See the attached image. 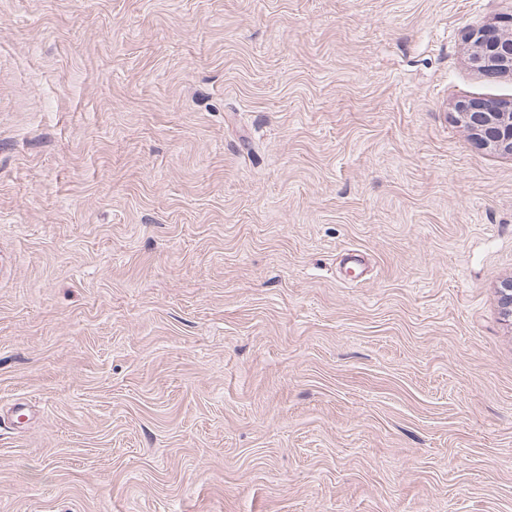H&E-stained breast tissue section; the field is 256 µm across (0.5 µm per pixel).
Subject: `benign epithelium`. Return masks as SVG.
<instances>
[{"mask_svg": "<svg viewBox=\"0 0 512 512\" xmlns=\"http://www.w3.org/2000/svg\"><path fill=\"white\" fill-rule=\"evenodd\" d=\"M469 60L487 79L512 75V14L495 24L467 30ZM453 110L474 138L494 150L512 155V102L497 98L457 101Z\"/></svg>", "mask_w": 512, "mask_h": 512, "instance_id": "1", "label": "benign epithelium"}]
</instances>
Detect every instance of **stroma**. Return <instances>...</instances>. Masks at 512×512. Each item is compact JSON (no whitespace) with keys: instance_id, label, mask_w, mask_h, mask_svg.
Here are the masks:
<instances>
[{"instance_id":"1","label":"stroma","mask_w":512,"mask_h":512,"mask_svg":"<svg viewBox=\"0 0 512 512\" xmlns=\"http://www.w3.org/2000/svg\"><path fill=\"white\" fill-rule=\"evenodd\" d=\"M508 13L0 0V512H512ZM465 42L469 60L487 79L512 75V14L499 18L497 23L467 30ZM453 110L474 138L512 155V102L497 98L461 99Z\"/></svg>"}]
</instances>
